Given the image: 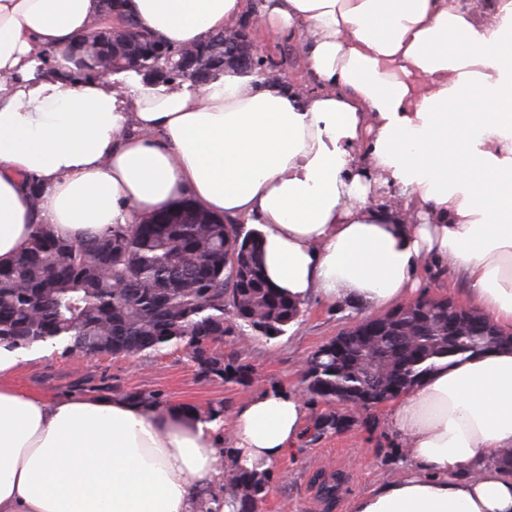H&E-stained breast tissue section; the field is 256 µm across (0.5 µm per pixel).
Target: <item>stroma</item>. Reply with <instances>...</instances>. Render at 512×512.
Here are the masks:
<instances>
[{"label": "stroma", "mask_w": 512, "mask_h": 512, "mask_svg": "<svg viewBox=\"0 0 512 512\" xmlns=\"http://www.w3.org/2000/svg\"><path fill=\"white\" fill-rule=\"evenodd\" d=\"M250 28L264 67L282 72L286 82L311 90L293 39ZM366 311L345 303L310 302L299 322L285 335L268 340L244 332L232 343H215L214 353L236 351L248 367L241 382L200 377L186 350L171 346L157 353L73 359L62 348L36 351L20 360L8 382L13 388L46 398L86 393L152 391L166 401L207 407L235 406L261 388L302 390L303 361L311 352L362 319ZM385 404L350 411L341 404L311 402L310 416L333 414L342 423L321 436L306 434L300 445L274 468L275 478L260 512H349L351 500L376 482L401 473V442L390 431ZM339 473L344 482L334 506L318 493L320 473Z\"/></svg>", "instance_id": "stroma-1"}]
</instances>
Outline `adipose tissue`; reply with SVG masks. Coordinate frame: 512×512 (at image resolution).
<instances>
[{
	"mask_svg": "<svg viewBox=\"0 0 512 512\" xmlns=\"http://www.w3.org/2000/svg\"><path fill=\"white\" fill-rule=\"evenodd\" d=\"M477 2L127 0L176 46L252 16L294 38L307 93L257 68L86 79L99 0H0V263L38 225L94 235L188 198L257 226L290 299L382 310L430 262L512 330V0ZM16 365L0 352V512H198L227 465L274 468L308 419L301 393L255 391L228 447L169 402L20 392L1 382ZM387 422L409 466L350 512H512V346L437 360Z\"/></svg>",
	"mask_w": 512,
	"mask_h": 512,
	"instance_id": "ef3b65f1",
	"label": "adipose tissue"
}]
</instances>
